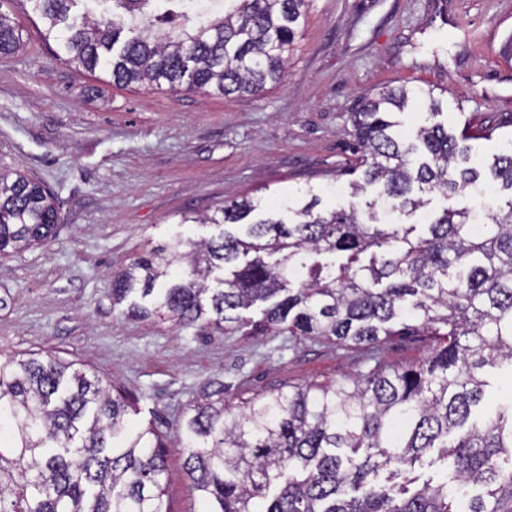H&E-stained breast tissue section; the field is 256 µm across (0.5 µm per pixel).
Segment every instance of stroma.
Here are the masks:
<instances>
[{
  "instance_id": "1",
  "label": "stroma",
  "mask_w": 512,
  "mask_h": 512,
  "mask_svg": "<svg viewBox=\"0 0 512 512\" xmlns=\"http://www.w3.org/2000/svg\"><path fill=\"white\" fill-rule=\"evenodd\" d=\"M23 45L0 57V174L22 172L51 191L53 238L0 259V359L53 355L118 383L137 401L134 426L166 423L165 501L202 512L177 427L203 393L232 405L305 384H331L426 358L423 336L368 347L299 341L261 327L217 332L206 322L125 318L113 272L181 236H217L184 224L245 196L277 203L307 190L321 209L346 207L351 114L361 96L408 85L433 90L441 122L492 125L472 141L482 168L512 147V0H312L281 83L256 96L119 88L70 66L45 41L27 0H0Z\"/></svg>"
}]
</instances>
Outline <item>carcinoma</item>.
Returning a JSON list of instances; mask_svg holds the SVG:
<instances>
[{
	"instance_id": "1",
	"label": "carcinoma",
	"mask_w": 512,
	"mask_h": 512,
	"mask_svg": "<svg viewBox=\"0 0 512 512\" xmlns=\"http://www.w3.org/2000/svg\"><path fill=\"white\" fill-rule=\"evenodd\" d=\"M66 60L115 86L255 95L282 81L311 0H224L194 28V0H110L95 18L79 0H27ZM22 44L0 11V56ZM433 91L385 88L352 114L363 178L353 198H380L409 217L423 193L459 197L486 183L508 192L470 232L473 206L445 207L426 233L384 224L377 202L318 211L317 196L277 214L260 198L220 208L208 241L178 237L112 276L125 316L226 330L264 304L263 322L301 340L377 349L393 336H426L419 363L381 364L342 383L297 386L232 414L224 389L193 406L180 432L185 467L205 512H512V400L484 414L487 373L512 365V150L486 172L460 166L467 142L495 128L460 131L435 121L414 139L396 115ZM60 217L46 187L0 175V258L37 246ZM347 256L334 265L313 256ZM126 392L53 356L0 360V512H168L160 426L133 427ZM436 470L426 478L423 467ZM455 483L458 497L448 495Z\"/></svg>"
}]
</instances>
